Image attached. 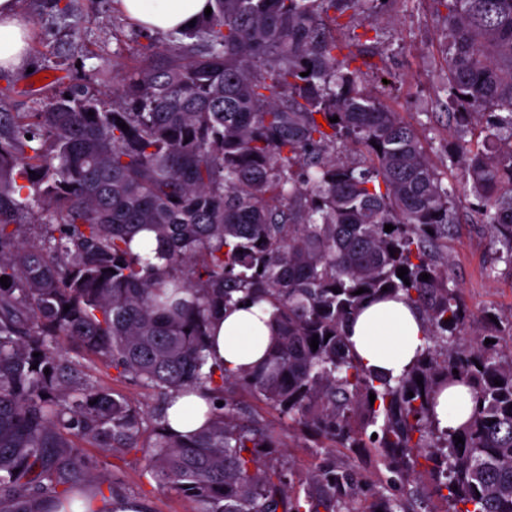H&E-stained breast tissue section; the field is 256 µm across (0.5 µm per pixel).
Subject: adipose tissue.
Listing matches in <instances>:
<instances>
[{
  "label": "adipose tissue",
  "instance_id": "ef3b65f1",
  "mask_svg": "<svg viewBox=\"0 0 512 512\" xmlns=\"http://www.w3.org/2000/svg\"><path fill=\"white\" fill-rule=\"evenodd\" d=\"M120 11L141 28L167 33L187 28L205 13L209 0H115ZM29 24L15 0H0V67L16 71L29 61ZM268 304L232 306L212 327L210 362L233 371L260 362L270 341ZM348 341L364 367L396 378L413 363L426 344V325L403 299L367 302L347 329ZM473 403L467 386L456 384L438 397L435 418L440 427L455 428L469 417ZM207 404L192 394L176 397L167 410L172 430L191 434L205 423Z\"/></svg>",
  "mask_w": 512,
  "mask_h": 512
}]
</instances>
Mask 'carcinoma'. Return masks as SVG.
Segmentation results:
<instances>
[{"label": "carcinoma", "mask_w": 512, "mask_h": 512, "mask_svg": "<svg viewBox=\"0 0 512 512\" xmlns=\"http://www.w3.org/2000/svg\"><path fill=\"white\" fill-rule=\"evenodd\" d=\"M210 2L148 64L114 76L110 98L74 85L39 112L0 102V512H48L99 483L84 441L142 452L194 512H360L366 481L334 463L284 473L236 388L321 448L372 450L403 494L365 512H415L409 485L426 475L443 512H512V350L501 344L512 314L466 336L475 312L441 252L457 223L452 191L424 124L368 90L373 64L352 50L384 43L376 8L388 0ZM428 2L447 34L446 160L512 269V0ZM473 125L480 142L467 139ZM26 224L41 233L20 237ZM142 229L158 264L131 250ZM400 293L427 336L392 379L359 363L345 328L364 300ZM242 298L270 305L273 336L261 365L232 372L209 363L207 337ZM68 342L162 405L99 384ZM455 383L470 388L472 414L442 429L436 397ZM189 390L211 408L185 439L166 409Z\"/></svg>", "instance_id": "1"}]
</instances>
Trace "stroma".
Listing matches in <instances>:
<instances>
[{
	"instance_id": "obj_1",
	"label": "stroma",
	"mask_w": 512,
	"mask_h": 512,
	"mask_svg": "<svg viewBox=\"0 0 512 512\" xmlns=\"http://www.w3.org/2000/svg\"><path fill=\"white\" fill-rule=\"evenodd\" d=\"M20 11L31 22L29 70L0 69V98L15 112H33L52 98L64 95L75 84L95 94L109 91L107 76L141 65L150 46H165V35L146 34L114 6V0H18ZM385 42L373 52L380 72L397 74L385 84L371 79L370 87L410 123L426 122V147L446 182L458 185L454 207L458 222L448 236L452 264L449 275L465 301L474 309L497 314L512 313V269L495 259V244L488 226L475 213L478 201L459 186L460 173L444 158V146L455 137L438 104L447 97L441 81L445 39L443 27L427 0H386L380 14ZM43 75L35 85L34 75ZM237 401L249 405L275 435L283 449L282 462L294 473L323 463L351 466L376 494H390L387 472L373 453H350L342 448L324 451L314 439L297 435L290 421L244 391ZM103 477L119 473L122 490L146 501L151 512H191L180 494L162 489L145 472L143 455L119 457L94 450Z\"/></svg>"
}]
</instances>
